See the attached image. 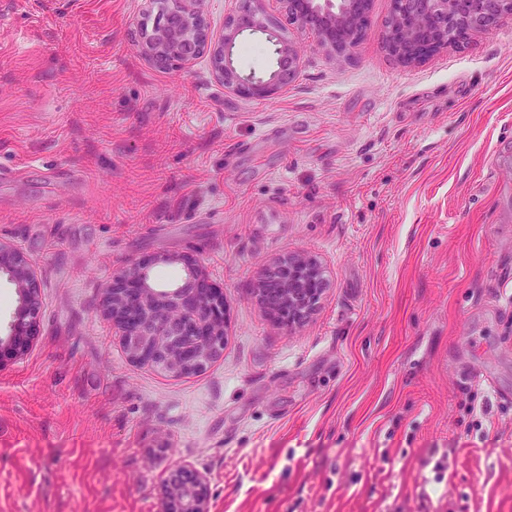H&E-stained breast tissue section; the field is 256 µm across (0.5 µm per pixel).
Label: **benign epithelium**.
I'll return each instance as SVG.
<instances>
[{
  "instance_id": "benign-epithelium-1",
  "label": "benign epithelium",
  "mask_w": 512,
  "mask_h": 512,
  "mask_svg": "<svg viewBox=\"0 0 512 512\" xmlns=\"http://www.w3.org/2000/svg\"><path fill=\"white\" fill-rule=\"evenodd\" d=\"M268 1L331 52L354 47L366 5V0H242L216 31L207 20L203 0H144L154 19L135 31L134 44L158 69L187 71L205 56L214 80L225 89L248 98H273L288 90L301 56L288 35L273 27ZM506 16H512V0H393L384 44L399 61L410 63L430 48L456 42L462 25L481 31ZM250 35H262L273 46L277 67L266 75L238 67L240 41ZM0 274L8 277L20 297L16 319L0 336V355L21 354L30 346L27 329L40 313L38 272L27 256L0 241ZM325 287L317 258L295 253L261 271L254 297L269 307H288L287 326L293 329L309 317ZM106 306L117 319L124 350L145 365L190 373L224 351V298L196 264L187 266L182 284L162 292L153 286L149 268L133 262L113 276L106 288ZM168 502L166 512H208L205 479L186 467L176 468L169 479Z\"/></svg>"
}]
</instances>
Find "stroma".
<instances>
[{
	"label": "stroma",
	"mask_w": 512,
	"mask_h": 512,
	"mask_svg": "<svg viewBox=\"0 0 512 512\" xmlns=\"http://www.w3.org/2000/svg\"><path fill=\"white\" fill-rule=\"evenodd\" d=\"M370 0L269 99L159 70L143 0H0V240L32 259L33 344L0 359V512H512V18L411 64ZM298 252L303 324L252 294ZM224 295V352L132 361L104 314L131 262ZM166 512H208L205 479L198 473L177 467L169 479Z\"/></svg>",
	"instance_id": "35a3bbf8"
}]
</instances>
